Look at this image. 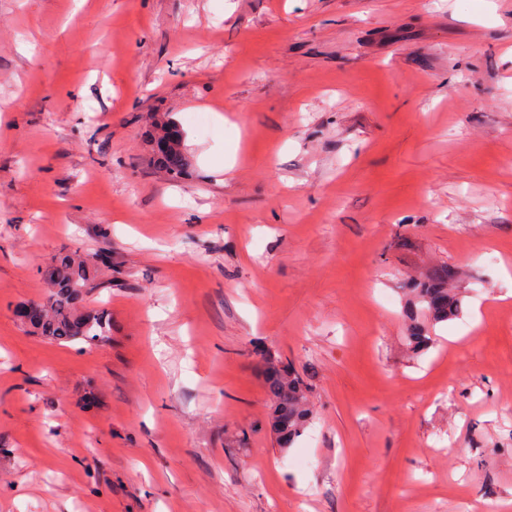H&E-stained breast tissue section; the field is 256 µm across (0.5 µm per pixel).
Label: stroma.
I'll return each mask as SVG.
<instances>
[{"instance_id":"35a3bbf8","label":"stroma","mask_w":512,"mask_h":512,"mask_svg":"<svg viewBox=\"0 0 512 512\" xmlns=\"http://www.w3.org/2000/svg\"><path fill=\"white\" fill-rule=\"evenodd\" d=\"M64 250L110 261L106 342L21 323ZM271 356L311 387L287 449ZM509 501L512 0H0V512ZM174 145L175 147L173 145L168 148L160 147V155L157 160L170 173L178 174L186 164L180 142L174 143ZM456 277L457 271L453 266L440 265L422 281L412 283L415 299L413 305L406 310L405 316L410 321L408 340L413 348L422 349L432 341L423 324L419 322L420 314L435 323L445 322L459 315L461 302L451 288Z\"/></svg>"}]
</instances>
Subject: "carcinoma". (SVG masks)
Instances as JSON below:
<instances>
[{"mask_svg":"<svg viewBox=\"0 0 512 512\" xmlns=\"http://www.w3.org/2000/svg\"><path fill=\"white\" fill-rule=\"evenodd\" d=\"M158 163L169 172L178 174L185 166L181 144L160 148ZM48 276L53 288L43 303L45 318L29 328L33 335L59 343L83 340L89 344L104 341L110 331V315L105 310H81L84 295L101 287L89 255L65 253L52 260ZM457 271L450 265L434 268L422 281L412 283L413 305L406 310L410 321L408 340L415 349L431 342L419 315L435 323L459 315L461 302L451 285ZM265 388L272 403L271 428L283 448L290 447L312 417L308 387L290 366L267 360Z\"/></svg>","mask_w":512,"mask_h":512,"instance_id":"carcinoma-1","label":"carcinoma"}]
</instances>
